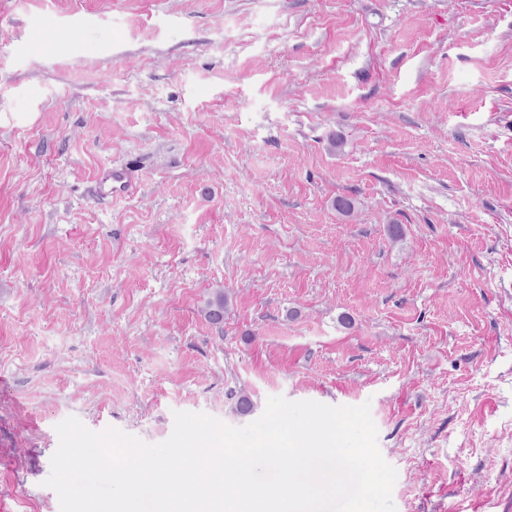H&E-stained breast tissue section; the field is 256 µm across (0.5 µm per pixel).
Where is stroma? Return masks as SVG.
Returning a JSON list of instances; mask_svg holds the SVG:
<instances>
[{
    "label": "stroma",
    "instance_id": "35a3bbf8",
    "mask_svg": "<svg viewBox=\"0 0 512 512\" xmlns=\"http://www.w3.org/2000/svg\"><path fill=\"white\" fill-rule=\"evenodd\" d=\"M271 396L370 403L396 512H512V0H0V512L68 417ZM126 183L125 173L120 169H113L103 177L99 186V193L105 198H117L123 194Z\"/></svg>",
    "mask_w": 512,
    "mask_h": 512
}]
</instances>
